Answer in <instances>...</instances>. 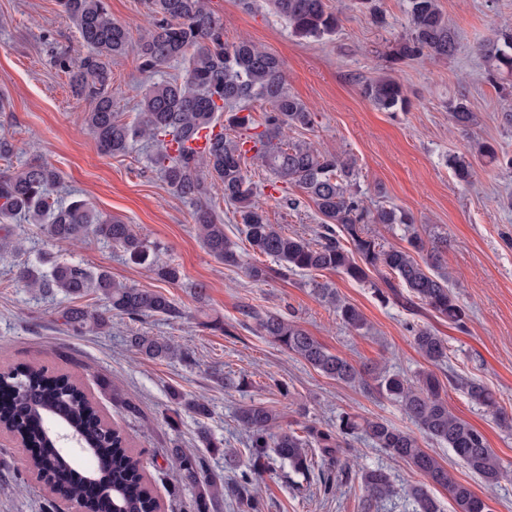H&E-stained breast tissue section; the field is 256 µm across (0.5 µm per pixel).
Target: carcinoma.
Wrapping results in <instances>:
<instances>
[{
    "instance_id": "carcinoma-1",
    "label": "carcinoma",
    "mask_w": 512,
    "mask_h": 512,
    "mask_svg": "<svg viewBox=\"0 0 512 512\" xmlns=\"http://www.w3.org/2000/svg\"><path fill=\"white\" fill-rule=\"evenodd\" d=\"M75 25L89 52L74 59L66 52L54 55L57 69L68 74L70 86L88 105L82 125L92 134L100 150L124 156L138 142L153 147L150 165L180 198L194 207L197 236L206 253L226 265L237 266L241 256L224 232V222L211 208L214 190L221 188L224 201L235 206L249 246L256 253L279 263L280 271H333L375 288L386 302L398 296L397 288L428 306L448 324L462 329L468 315L448 285V276L439 271V245L427 244L418 234L407 238V246H385L367 231L368 224H401L411 228L413 218L394 207L368 208L357 189L355 162L343 154L322 152L306 141L288 142L285 130L308 129L313 113L286 88L284 63L274 54L248 40L224 41V27L210 7V0H147L151 16L149 28L141 36L137 51L145 73H156L172 63H182L186 76L152 84L144 93L136 121L126 123L112 109V59L126 53L128 29L113 21L107 0H58ZM274 11L285 17L292 32L303 39L320 41L336 33L340 12L328 0H270ZM410 33L398 43L399 60H446L458 50L457 34L448 24L439 0H407ZM478 50L487 64L488 80L495 84L505 74L512 75V33ZM364 96L384 112L404 111L408 99L402 85L391 76L365 83ZM270 105L258 123L252 115L254 102ZM451 121L467 130L478 124V115L464 98L448 104ZM232 129L238 136L230 138ZM211 132L207 150L195 152L184 143L200 131ZM177 144L179 149L170 150ZM261 167L276 180L301 188L324 217L320 240L312 243L269 222L255 201L253 182L246 160ZM457 179L467 183L473 164L463 157L451 160ZM60 179L49 163L34 158L0 171V258L15 257L24 251L22 239L9 221L24 217L40 225L55 242H78L95 235L119 247L135 261H150L162 280L176 282L178 267L163 258V252L148 245L130 225L102 216L83 199L59 200ZM381 277L386 289L378 287L373 275ZM24 287L41 296L62 293L74 300L95 295L107 303V312H116L136 321L154 316L181 317L170 297L157 291L136 288L112 278L104 270L73 263L49 254L18 266ZM322 301L336 309L342 323L355 331L366 326L361 311L340 299L329 282H314ZM260 333L270 337L295 355L336 381L367 383L363 372L347 359L330 352L311 336L294 315L251 310ZM63 323L75 333L97 332L110 327L106 312L71 305L61 311ZM410 333L419 354L438 367L448 359L447 340L434 330L411 326ZM129 344L148 360H172L185 353L162 336L136 333ZM376 390L395 402L416 427V431L393 425L383 418H368L342 412L336 426L323 430L311 421L281 427L279 416L261 403L240 407L236 421L247 434L251 464L242 471L239 490L246 494L247 512H263V501L249 493L256 475L278 464L307 480L314 469L309 456L318 448L321 461L340 462L350 441L361 436L388 456L414 467L430 483L448 491L454 512H490L487 499L469 485L458 481L419 441L424 437L448 445L457 459L476 474L486 488L494 489L508 477L489 447L486 436L448 407L445 382L432 371H422L410 382L398 373L377 365L368 369ZM468 398L487 411L498 412L494 394L479 380L458 381ZM0 396L9 405L0 409V426L10 430L32 448H42V456L55 460L51 489L65 497L83 498L82 486L88 476L112 487L94 498H84L87 512H157L158 502L144 484L143 475L132 465L128 436L113 427L98 411L95 402L70 375L51 374L43 366L6 367L0 370ZM172 400L198 418L210 415L202 398L186 399L172 393ZM65 421L92 457L112 460V468L84 469L63 459L56 445L46 437L54 420ZM170 457L182 483L198 489L196 512H210L224 496V485L209 478L203 460L195 451L175 443ZM364 512L396 494L389 472L382 466L369 467L359 474ZM409 495L415 512H439L435 499L424 485L414 486Z\"/></svg>"
}]
</instances>
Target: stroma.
<instances>
[{"label": "stroma", "mask_w": 512, "mask_h": 512, "mask_svg": "<svg viewBox=\"0 0 512 512\" xmlns=\"http://www.w3.org/2000/svg\"><path fill=\"white\" fill-rule=\"evenodd\" d=\"M114 21L125 25L131 44L112 64L113 109L133 121L146 86L154 78L141 72L136 44L149 22L145 0H108ZM342 11L333 36L313 42L296 37L287 21L267 0H211L224 23V38L246 39L279 57L285 65L286 87L314 114L309 130L290 131L329 152L354 158L359 190L369 207L391 206L413 216L416 231L426 241L446 240L441 263L448 282L468 313L466 331H458L427 306L380 302L369 285L329 273L339 297L355 305L366 329H347L333 307L313 291L310 275L277 274L276 261L254 253L242 233L233 205L215 195L213 208L224 231L243 255L239 267L210 257L196 234L193 209L152 172L143 144L124 156L103 154L82 127L85 102L73 96L66 74L51 63L53 48L73 57L85 54L79 34L57 0H0V97L9 103L0 114V134L11 138L19 160L38 154L60 173L66 189L87 200L103 215L130 224L135 233L159 244L165 259L181 271L178 282L161 281L148 267L132 263L124 253L96 237L78 243H53L38 226L17 223L32 253L50 252L70 261L107 270L123 283L167 294L182 310L180 319L144 317L132 322L112 315L106 332L77 336L60 318L68 301L28 291L17 278V261L0 259V368L36 363L57 373L78 372L102 416L124 429L130 447L143 465L146 480L163 512H194L196 491L181 483L172 464V444L196 450L208 474L225 483L216 512H242L232 487L249 463L246 433L234 418L237 407L261 402L279 413L281 425L312 420L334 427L343 411L382 417L407 428L411 422L389 399L359 384L330 379L271 338L263 336L250 307L260 312H293L305 329L326 348L358 369L381 364L406 377L427 369L417 352L409 325H425L448 342V365L440 380L476 377L496 393L500 416L473 404L462 388L449 385L452 411L481 430L509 477L493 491L459 463L446 445L423 440V448L454 477L488 497L491 512H512V127L503 113L512 112V76L503 89L486 78V63L476 49L496 41L512 27V0H440L443 12L458 32V51L448 60L429 62L393 59L407 33L406 0H380L386 27H377L355 0H329ZM389 75L404 87L411 106L405 112L378 110L362 93L366 81ZM466 97L479 116L473 130L456 127L448 115L449 101ZM477 140L496 143L499 163L476 164L471 183L457 181L450 156H471ZM257 200L270 223L287 232L316 240L322 217L297 187L269 186L264 170L250 167ZM271 268L263 282L253 281L247 264ZM203 283L208 299L198 303L191 289ZM221 319L224 330L212 327ZM171 338L186 360L147 361L129 348L132 333ZM111 392H104V383ZM186 398L204 397L208 419H198L186 407L174 405L172 391ZM133 401L137 416H127L118 399ZM222 443V450L204 447L201 430ZM236 449L225 458L223 451ZM29 449L9 435H0V512H75V504L49 492L29 470ZM381 464L392 473L398 492L374 512H412L411 487L423 476L401 461L356 440L348 466L331 471L334 487L324 493L319 476L295 487L287 469L262 473L258 491L265 512H362L356 475Z\"/></svg>", "instance_id": "1"}]
</instances>
